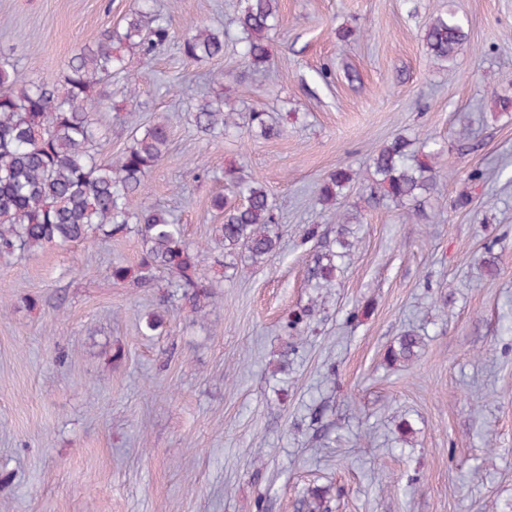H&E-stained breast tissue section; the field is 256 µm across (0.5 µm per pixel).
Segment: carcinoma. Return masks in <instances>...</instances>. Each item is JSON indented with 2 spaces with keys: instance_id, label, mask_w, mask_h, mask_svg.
<instances>
[{
  "instance_id": "obj_1",
  "label": "carcinoma",
  "mask_w": 512,
  "mask_h": 512,
  "mask_svg": "<svg viewBox=\"0 0 512 512\" xmlns=\"http://www.w3.org/2000/svg\"><path fill=\"white\" fill-rule=\"evenodd\" d=\"M279 21L278 0H245L237 17L243 37L241 55L255 70L268 61L267 41ZM174 37L172 21L156 14L151 0H137L115 27L105 28L92 44L65 64L59 80L34 81L16 68L0 64V257L34 252L48 245H66L114 238L133 231L141 245L140 285L153 281L154 271L170 276L168 287L200 314L214 297L203 265L205 249L185 241L180 225L158 205L145 204L147 175L168 155L169 131L157 122L136 130L130 144L115 158L96 157V129L91 112L93 91L100 83L125 71L120 53L126 45L147 61ZM468 37L464 22L454 14L440 15L425 25L424 47L436 60H450ZM185 57L205 61L224 56V32L199 27L179 35ZM197 133L218 137L254 131L266 138L281 136L262 108L248 113L246 125L224 106V98L202 97L187 109ZM442 148L425 141L417 150L401 136L372 157L371 190L400 205H411L433 190L435 160ZM347 167L333 172L320 187V200L329 206L354 180ZM226 194L211 205L223 217L215 238L224 243V256L246 252L252 263L273 254L279 224L265 186L245 182L239 169L224 170ZM340 230L331 248L316 255L310 280L328 288L336 280V259L353 246L351 218L338 215ZM418 341L404 335L394 360H410Z\"/></svg>"
}]
</instances>
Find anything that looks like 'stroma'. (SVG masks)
Listing matches in <instances>:
<instances>
[{"mask_svg": "<svg viewBox=\"0 0 512 512\" xmlns=\"http://www.w3.org/2000/svg\"><path fill=\"white\" fill-rule=\"evenodd\" d=\"M132 3L0 0V62L59 79ZM243 5L153 0L178 31L224 30V57L189 61L174 40L127 55L139 95L113 79L97 112L101 159L167 122L147 200L209 243L207 316L167 295L165 273L113 284L112 263L139 262L132 234L0 259V512H307L314 488L328 512H512V111L492 102L512 97V0H279L262 72L239 53ZM448 11L468 39L435 62L422 30ZM219 71L232 106L263 107L281 137L191 129L185 110ZM398 134L442 145L436 191L397 206L353 182L336 207L360 214L354 247L312 287L336 236L319 185ZM231 165L268 189L280 232L232 276L210 206ZM163 307L162 334L142 335ZM406 334L415 356L392 360Z\"/></svg>", "mask_w": 512, "mask_h": 512, "instance_id": "stroma-1", "label": "stroma"}]
</instances>
